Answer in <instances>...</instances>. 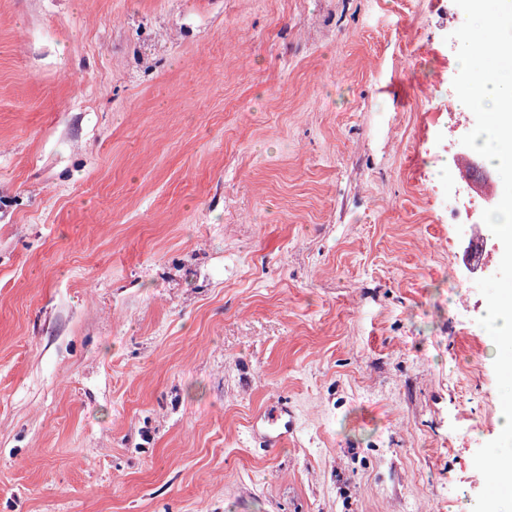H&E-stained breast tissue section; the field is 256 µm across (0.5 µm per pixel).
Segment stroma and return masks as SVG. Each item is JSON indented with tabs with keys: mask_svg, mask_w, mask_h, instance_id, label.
Returning a JSON list of instances; mask_svg holds the SVG:
<instances>
[{
	"mask_svg": "<svg viewBox=\"0 0 512 512\" xmlns=\"http://www.w3.org/2000/svg\"><path fill=\"white\" fill-rule=\"evenodd\" d=\"M444 16L0 0V512H486ZM265 421L268 427L264 430V441L271 448L278 447L288 436V412L268 413Z\"/></svg>",
	"mask_w": 512,
	"mask_h": 512,
	"instance_id": "35a3bbf8",
	"label": "stroma"
}]
</instances>
